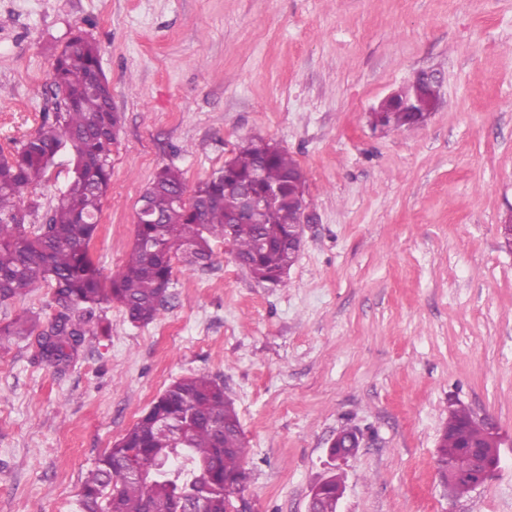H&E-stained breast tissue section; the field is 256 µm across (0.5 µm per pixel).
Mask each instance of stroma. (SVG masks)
<instances>
[{
  "instance_id": "1",
  "label": "stroma",
  "mask_w": 512,
  "mask_h": 512,
  "mask_svg": "<svg viewBox=\"0 0 512 512\" xmlns=\"http://www.w3.org/2000/svg\"><path fill=\"white\" fill-rule=\"evenodd\" d=\"M99 44L121 117L92 253L118 272L139 199L170 165L187 190L241 138L288 151L313 215L282 282L232 249L173 262L146 326L106 309L65 373L35 338L0 348V512H78L87 472L173 380L224 382L245 433L252 512H306L351 427L339 512H512V0H0V148L53 111L48 72L77 30ZM421 70V126L370 109ZM73 171L25 189L43 223ZM491 419L493 477L452 499L436 464L448 410Z\"/></svg>"
}]
</instances>
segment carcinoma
<instances>
[{"label": "carcinoma", "mask_w": 512, "mask_h": 512, "mask_svg": "<svg viewBox=\"0 0 512 512\" xmlns=\"http://www.w3.org/2000/svg\"><path fill=\"white\" fill-rule=\"evenodd\" d=\"M50 79L62 104L44 114L20 148L0 151V304L47 286L56 314L42 330L39 318L28 314L1 324L0 345L35 334L46 360L65 366L86 337L109 332L102 312L113 303L130 322L153 323L167 308L172 259L179 255L190 267L207 266L214 240L231 244L262 282L280 279L294 264L297 253L286 241L297 223L296 184L306 183L305 173L288 151L248 138L231 165L199 182L189 198L181 171L160 168L144 190L151 223L136 225L123 266L103 277L91 243L111 185L112 143L121 117L112 105L99 45L77 31L54 58ZM414 117L399 104H387L380 113L384 128L393 131ZM65 148L74 156L69 189L45 223L29 230L38 202L24 200L22 190L38 185ZM259 170L261 182L280 192L270 214L259 223H228L240 198L225 191L224 180L245 183ZM453 425L449 448L458 439L484 438V424L463 407L450 410L448 426ZM244 453L243 429L224 382L208 375L174 380L98 459L82 484L79 512H178L190 506L224 512V485L213 480L245 474ZM128 457L138 461L140 477L125 469Z\"/></svg>", "instance_id": "carcinoma-1"}]
</instances>
